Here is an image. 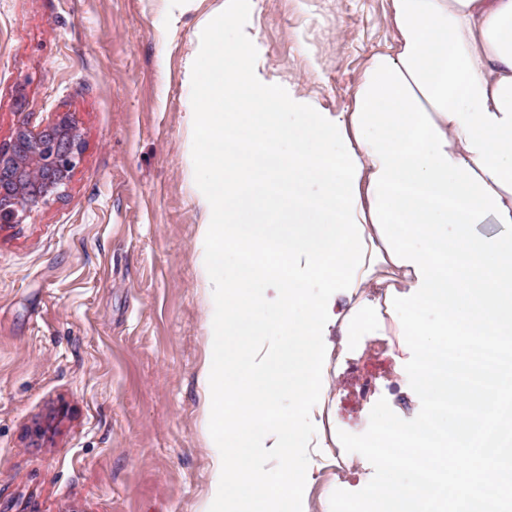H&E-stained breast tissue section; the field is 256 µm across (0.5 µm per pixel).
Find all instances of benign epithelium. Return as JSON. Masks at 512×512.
I'll return each mask as SVG.
<instances>
[{"label": "benign epithelium", "mask_w": 512, "mask_h": 512, "mask_svg": "<svg viewBox=\"0 0 512 512\" xmlns=\"http://www.w3.org/2000/svg\"><path fill=\"white\" fill-rule=\"evenodd\" d=\"M82 142L68 113L38 124L25 115L0 143V223L14 224L48 197H60L71 179Z\"/></svg>", "instance_id": "1"}]
</instances>
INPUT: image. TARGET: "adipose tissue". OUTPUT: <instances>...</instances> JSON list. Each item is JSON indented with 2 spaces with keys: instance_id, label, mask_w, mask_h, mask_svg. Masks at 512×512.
<instances>
[{
  "instance_id": "ef3b65f1",
  "label": "adipose tissue",
  "mask_w": 512,
  "mask_h": 512,
  "mask_svg": "<svg viewBox=\"0 0 512 512\" xmlns=\"http://www.w3.org/2000/svg\"><path fill=\"white\" fill-rule=\"evenodd\" d=\"M388 3L391 37L368 54L348 110L309 112L293 129L280 120L278 97L261 92L244 51L225 69L223 31L213 30L211 52L191 63L205 75L193 105L213 308L201 379L219 463L201 512H290L300 500L306 437L280 402L290 395L322 408L332 334L390 320L425 353L441 351L452 334L512 342V0ZM268 136L290 148L250 176L252 156L235 144ZM331 142L337 153H329ZM310 178L321 198L289 192ZM269 204L288 211L291 223L255 222ZM481 224L509 232L481 235ZM448 225L453 234H444ZM230 251L248 260L228 273ZM452 253L465 256L466 270L449 268ZM307 280L322 282L326 296L305 294ZM272 284L275 318L256 319ZM299 307L305 316L297 320ZM424 309L436 313L435 326L420 322ZM272 332L279 341L265 354L227 361L232 341ZM418 375L423 390L482 410L483 427L460 423L447 449L452 496L438 507L424 476L369 492L344 512H505L512 475L495 442L512 436V411L502 410L496 389L464 392L423 365ZM260 440L282 459L276 473L250 467ZM477 473L495 486L493 498L472 495Z\"/></svg>"
}]
</instances>
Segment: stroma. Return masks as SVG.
<instances>
[{"label":"stroma","instance_id":"obj_1","mask_svg":"<svg viewBox=\"0 0 512 512\" xmlns=\"http://www.w3.org/2000/svg\"><path fill=\"white\" fill-rule=\"evenodd\" d=\"M221 15L204 17L214 6ZM387 0H0V142L20 114L68 113L83 149L62 198L0 224V512H199L216 477L200 380L210 312L189 65L212 25L247 40L282 121L339 112L389 37ZM379 372L358 404L347 368ZM321 439L299 468L305 512L410 483L362 453L432 410L402 337L336 347L328 416L284 400Z\"/></svg>","mask_w":512,"mask_h":512}]
</instances>
